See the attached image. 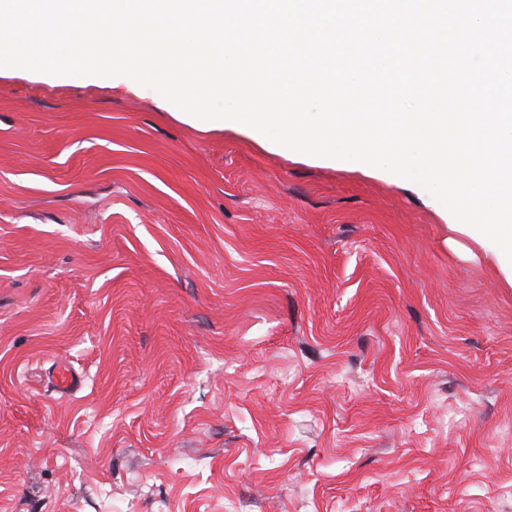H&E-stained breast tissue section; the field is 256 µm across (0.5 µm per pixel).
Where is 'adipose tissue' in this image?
Instances as JSON below:
<instances>
[{"label": "adipose tissue", "instance_id": "obj_1", "mask_svg": "<svg viewBox=\"0 0 512 512\" xmlns=\"http://www.w3.org/2000/svg\"><path fill=\"white\" fill-rule=\"evenodd\" d=\"M472 205L474 222L457 225V232L468 236L486 258L496 263L503 279L512 284V263L505 262L502 255L503 247H512V208L480 196L473 197Z\"/></svg>", "mask_w": 512, "mask_h": 512}]
</instances>
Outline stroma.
<instances>
[{"instance_id":"35a3bbf8","label":"stroma","mask_w":512,"mask_h":512,"mask_svg":"<svg viewBox=\"0 0 512 512\" xmlns=\"http://www.w3.org/2000/svg\"><path fill=\"white\" fill-rule=\"evenodd\" d=\"M453 221L0 71V512H512V286ZM83 383L82 376L73 368L59 364L53 373V384L55 388L64 395L78 391Z\"/></svg>"}]
</instances>
